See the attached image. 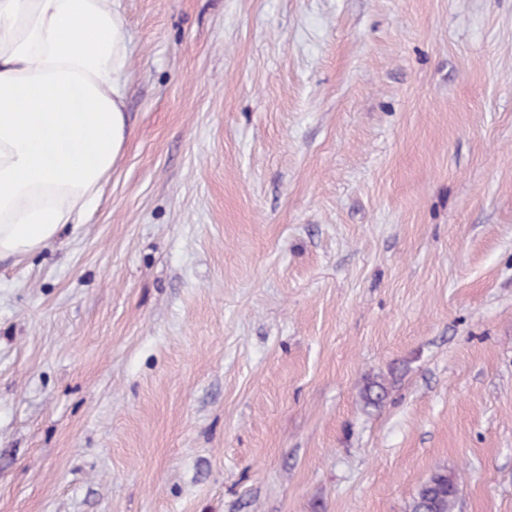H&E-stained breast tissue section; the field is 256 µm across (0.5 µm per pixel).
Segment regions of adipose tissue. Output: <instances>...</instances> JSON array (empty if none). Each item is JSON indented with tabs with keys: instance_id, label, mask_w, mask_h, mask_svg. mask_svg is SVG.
<instances>
[{
	"instance_id": "adipose-tissue-1",
	"label": "adipose tissue",
	"mask_w": 512,
	"mask_h": 512,
	"mask_svg": "<svg viewBox=\"0 0 512 512\" xmlns=\"http://www.w3.org/2000/svg\"><path fill=\"white\" fill-rule=\"evenodd\" d=\"M112 0H0V259L85 223L128 136Z\"/></svg>"
}]
</instances>
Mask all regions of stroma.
I'll list each match as a JSON object with an SVG mask.
<instances>
[{"instance_id": "35a3bbf8", "label": "stroma", "mask_w": 512, "mask_h": 512, "mask_svg": "<svg viewBox=\"0 0 512 512\" xmlns=\"http://www.w3.org/2000/svg\"><path fill=\"white\" fill-rule=\"evenodd\" d=\"M118 3L101 203L0 260V512H512V0ZM458 484L445 471L434 472L420 485L408 506L409 512H456Z\"/></svg>"}]
</instances>
